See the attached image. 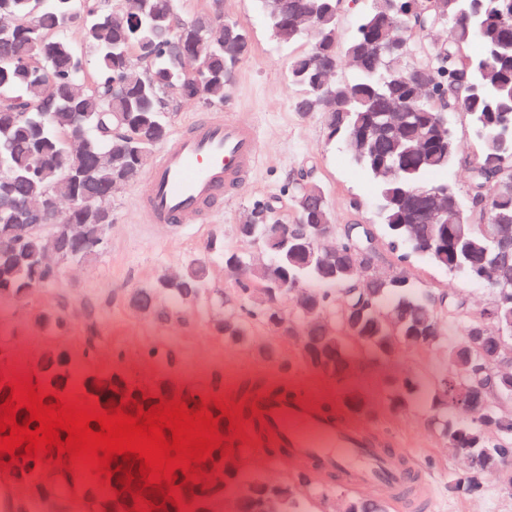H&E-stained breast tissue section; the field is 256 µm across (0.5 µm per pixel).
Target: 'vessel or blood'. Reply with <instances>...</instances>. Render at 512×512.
<instances>
[{"label": "vessel or blood", "instance_id": "vessel-or-blood-1", "mask_svg": "<svg viewBox=\"0 0 512 512\" xmlns=\"http://www.w3.org/2000/svg\"><path fill=\"white\" fill-rule=\"evenodd\" d=\"M259 134L248 122L220 114L172 135L139 189L148 224L202 223L213 201L241 187L259 155ZM236 427L248 457L286 463L317 479L339 480L364 495H380L397 512L431 496L412 466L413 449L376 439L346 407L332 408L310 391L275 378L236 392Z\"/></svg>", "mask_w": 512, "mask_h": 512}]
</instances>
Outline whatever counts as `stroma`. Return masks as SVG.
Listing matches in <instances>:
<instances>
[{
  "instance_id": "35a3bbf8",
  "label": "stroma",
  "mask_w": 512,
  "mask_h": 512,
  "mask_svg": "<svg viewBox=\"0 0 512 512\" xmlns=\"http://www.w3.org/2000/svg\"><path fill=\"white\" fill-rule=\"evenodd\" d=\"M223 10L225 18L246 25L252 36L250 55L239 65L223 105L215 109L250 120L258 128L259 158L246 184L218 201L205 223L178 231L142 222L138 184L117 190L112 196L114 221L103 253L84 265L65 269L55 287L36 289L20 300H0V337L7 339L11 350L8 362L0 364V375H11L22 363L30 377H37L42 354L64 350L71 357L77 381L66 392L71 401L87 398L80 379L107 371L122 373L138 387L162 381L179 390L189 387L227 409L233 406L225 385L230 377L284 374L294 384L314 385L328 404L357 391L374 407L375 416L367 420V427L413 449L414 466L422 469L424 479L434 487L433 500L418 502L412 512H512V496L502 491L500 477L486 479L481 491L474 494L448 490L449 479L462 464L448 452L431 426L434 377L450 371L440 350L398 349L391 358L364 363L346 384L340 385L301 361L296 339L275 340L264 328L257 327L246 344L228 343L209 325L210 319L221 317V309L208 304H197L182 318L166 323L129 308L128 289L151 283L193 255L206 257L213 286L225 288L224 257L222 253L206 252V242L215 236L225 249L250 252V244L236 234L237 225L256 202L287 198L289 182L301 170L312 169L325 190L336 223L378 221L374 183L355 165L346 143L330 137L319 113L306 115L293 107L296 90L289 80L288 67L293 55L308 48V40L292 46L277 40L256 0H223ZM215 110L195 102L175 103L170 129L179 131ZM451 121L460 159L448 170L434 174L433 179L454 185L465 200L469 197L465 160L475 151L474 141L466 114L455 113ZM411 269L421 290L462 295L476 311L491 303V295L482 284L450 275L424 259H413ZM62 297L68 300L71 324L64 333H45L35 326L34 315ZM91 321L96 324L97 341L90 352L85 336ZM270 346L276 348L277 359L262 357V349ZM406 375L417 379L418 388L405 410H391L382 384L386 378Z\"/></svg>"
}]
</instances>
